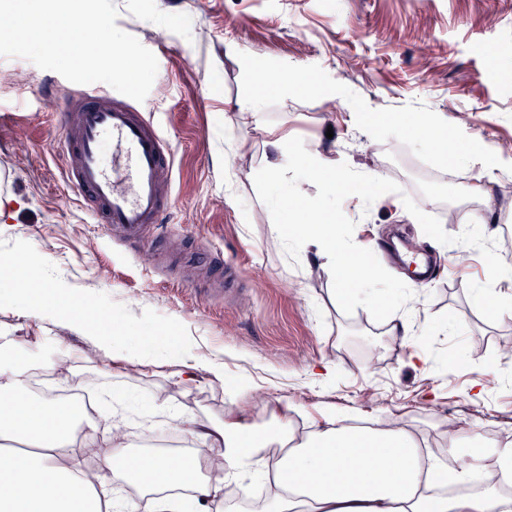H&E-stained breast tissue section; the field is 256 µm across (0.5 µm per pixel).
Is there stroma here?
Returning <instances> with one entry per match:
<instances>
[{"mask_svg":"<svg viewBox=\"0 0 512 512\" xmlns=\"http://www.w3.org/2000/svg\"><path fill=\"white\" fill-rule=\"evenodd\" d=\"M114 2L117 26L158 61L142 107L175 152L164 193L176 232L234 264L243 289L229 302L196 299V262L145 267L139 248L92 223L63 178L52 112L74 83L0 56V177L24 203L13 223L0 224V260L29 247L33 284L92 295L107 331H128L165 360L133 375L79 365L71 382L124 396L136 414L156 398L219 419L230 388L244 380L307 415L396 414L437 441L449 424H463L474 449L486 426L512 427V318L473 302L486 254L461 236L475 189L491 192L500 213L512 208V0ZM252 58L275 71L303 70L333 94L284 98L267 86L259 115L226 123L225 99L253 92ZM417 115L447 124L463 162L428 151L410 128ZM271 127L287 132L296 156L321 150L351 178L349 198L326 201L296 168L305 200L325 201L346 237L364 246L398 239L436 253V280L415 285L397 257L378 254L384 304L356 293L336 306L314 253L269 231L282 193L259 175ZM242 138L248 177L224 163ZM489 152L502 165L493 180H476ZM408 306L424 336L385 335L384 320ZM415 353L429 367L412 364ZM188 355L224 364L223 382L202 377L194 401L169 376L171 362ZM325 358L336 363L328 383L312 372Z\"/></svg>","mask_w":512,"mask_h":512,"instance_id":"obj_1","label":"stroma"}]
</instances>
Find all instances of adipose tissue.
I'll return each mask as SVG.
<instances>
[{
	"mask_svg": "<svg viewBox=\"0 0 512 512\" xmlns=\"http://www.w3.org/2000/svg\"><path fill=\"white\" fill-rule=\"evenodd\" d=\"M299 199L286 190L270 226L272 234L298 246L314 247L321 267L334 276V295L344 301L349 286L363 281L357 266L358 243L345 240L335 218L322 213L317 223L286 232L284 220ZM488 277L477 286L476 304L512 314V265L495 255L487 258ZM11 293L21 317L40 329L76 330L84 325V300H58L54 293L28 287L24 271L0 282ZM10 353L0 362V512H212L230 493L247 500L254 480L266 486L263 512H512V444L488 448L459 459L464 427L448 431L449 457L455 467L436 458L424 461V437L393 419L351 424L349 417L321 413L301 417L287 402H269L277 427L251 423L253 401L247 385L234 387L224 418L211 421L152 402L147 421L163 418L192 444L206 448L205 457L188 453L172 466L162 453L136 456L127 449L123 429L126 406L112 407L88 421L83 445L100 449L94 470L73 463L74 412L60 401L27 397L26 373L36 356L9 329ZM54 357L45 360L62 379L78 362L121 361L129 372L159 365L149 351L125 348L114 336L94 328L83 346L54 335ZM142 486L126 499L120 483Z\"/></svg>",
	"mask_w": 512,
	"mask_h": 512,
	"instance_id": "1",
	"label": "adipose tissue"
}]
</instances>
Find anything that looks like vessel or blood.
<instances>
[{"mask_svg":"<svg viewBox=\"0 0 512 512\" xmlns=\"http://www.w3.org/2000/svg\"><path fill=\"white\" fill-rule=\"evenodd\" d=\"M56 118L69 186L114 240L133 246L150 241L144 261L152 263L174 236L167 227L171 204L160 193L175 159L164 132L150 114L94 87L58 105ZM200 260L210 275L196 286L197 294L215 293L238 275L218 255L206 253Z\"/></svg>","mask_w":512,"mask_h":512,"instance_id":"obj_1","label":"vessel or blood"}]
</instances>
